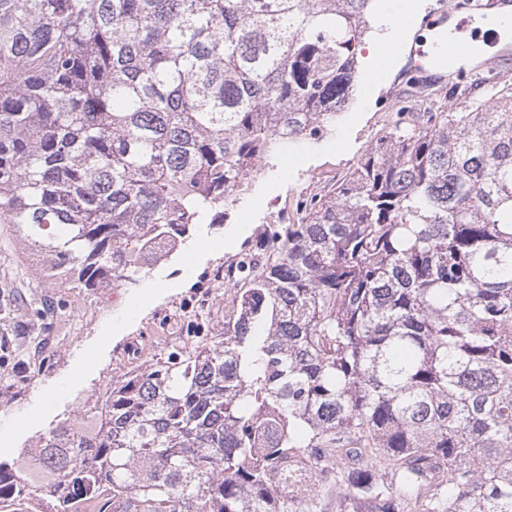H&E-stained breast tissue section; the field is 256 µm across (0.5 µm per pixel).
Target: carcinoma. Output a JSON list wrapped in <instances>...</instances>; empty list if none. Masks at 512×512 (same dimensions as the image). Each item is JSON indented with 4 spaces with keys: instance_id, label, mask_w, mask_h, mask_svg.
<instances>
[{
    "instance_id": "1",
    "label": "carcinoma",
    "mask_w": 512,
    "mask_h": 512,
    "mask_svg": "<svg viewBox=\"0 0 512 512\" xmlns=\"http://www.w3.org/2000/svg\"><path fill=\"white\" fill-rule=\"evenodd\" d=\"M373 0H0V223L75 288L131 278L333 131ZM391 127L224 262V327L36 449L112 512H512V87ZM19 482L0 462V502Z\"/></svg>"
}]
</instances>
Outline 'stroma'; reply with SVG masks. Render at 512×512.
Returning a JSON list of instances; mask_svg holds the SVG:
<instances>
[{"mask_svg": "<svg viewBox=\"0 0 512 512\" xmlns=\"http://www.w3.org/2000/svg\"><path fill=\"white\" fill-rule=\"evenodd\" d=\"M438 0H378L379 20L358 45L359 91L330 135L287 147L282 156L264 159V173L248 191L226 200L214 226L198 225L169 260L140 272L124 287L62 288L48 280L39 255L0 224V280L13 283L12 315L0 313V340L20 326L13 350L0 357V459L11 460V447L33 448L58 423L69 419L81 400L101 389L117 359L162 331L180 329L179 315L209 306V329L224 324L217 303L224 282L217 271L276 223L296 189L318 177H343L382 136L390 113L381 102L403 64L398 50L373 55L382 42L384 22L406 34L424 33V22ZM54 307L53 318L25 317L28 306Z\"/></svg>", "mask_w": 512, "mask_h": 512, "instance_id": "35a3bbf8", "label": "stroma"}]
</instances>
